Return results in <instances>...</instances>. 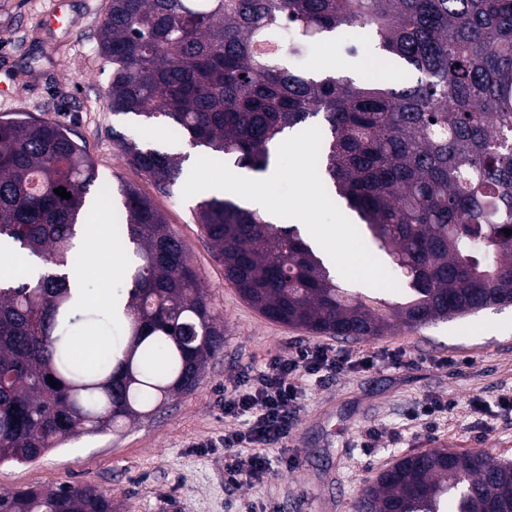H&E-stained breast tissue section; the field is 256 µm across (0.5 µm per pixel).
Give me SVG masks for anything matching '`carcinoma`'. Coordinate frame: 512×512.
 <instances>
[{
  "mask_svg": "<svg viewBox=\"0 0 512 512\" xmlns=\"http://www.w3.org/2000/svg\"><path fill=\"white\" fill-rule=\"evenodd\" d=\"M325 37L374 55L397 83L292 65ZM97 51L112 65V114L139 118L136 136L115 131L113 145L161 191L184 171L181 156L149 143L156 122L174 142L254 173L269 168L284 135L321 123L325 188L391 258L402 298L343 287L296 224H272L225 195L201 201L194 218L224 279L267 319L361 341L394 321L417 328L512 304V0H109ZM90 193L115 200L105 217L129 256L130 289L122 309L100 308L107 325L122 322L125 340L84 367L72 355L82 317L53 269L75 263ZM0 250L49 268L0 287V464L121 428L196 387L223 348L183 241L134 186L98 181L58 123L0 120ZM353 509L512 512V461L411 453ZM0 512L113 506L91 485L62 486L0 493Z\"/></svg>",
  "mask_w": 512,
  "mask_h": 512,
  "instance_id": "carcinoma-1",
  "label": "carcinoma"
}]
</instances>
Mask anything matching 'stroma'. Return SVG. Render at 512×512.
I'll return each mask as SVG.
<instances>
[{"mask_svg":"<svg viewBox=\"0 0 512 512\" xmlns=\"http://www.w3.org/2000/svg\"><path fill=\"white\" fill-rule=\"evenodd\" d=\"M108 0H0V117L21 115L62 124L84 146L102 180H123L149 197L185 244L224 347L198 385L118 432L83 434L32 463L0 464V493L23 488L91 485L111 496L116 512H353L352 503L381 469L428 448L482 450L512 460V306L454 316L418 329L345 344L268 320L224 279L193 213L196 198L164 193L124 164L113 131L131 134L132 118L107 107L112 67L96 48ZM62 10L67 23L50 26ZM335 75L376 71L325 38L302 60ZM329 345L384 362L325 381H310L283 444L271 445L269 474L234 486L224 479V434L237 423L224 415V391L270 359ZM443 400L445 412L423 416ZM297 465L285 469L282 453Z\"/></svg>","mask_w":512,"mask_h":512,"instance_id":"stroma-1","label":"stroma"}]
</instances>
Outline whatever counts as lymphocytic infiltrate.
<instances>
[{
    "instance_id": "obj_1",
    "label": "lymphocytic infiltrate",
    "mask_w": 512,
    "mask_h": 512,
    "mask_svg": "<svg viewBox=\"0 0 512 512\" xmlns=\"http://www.w3.org/2000/svg\"><path fill=\"white\" fill-rule=\"evenodd\" d=\"M372 355L355 357L328 346L299 350L288 359L273 358L266 368L246 376L224 396V415L244 420V428L224 436V472L231 483H251L269 474L265 446L286 439L288 414L302 399L309 378L340 374L356 365L365 369L377 367ZM252 453L242 454L243 445Z\"/></svg>"
}]
</instances>
